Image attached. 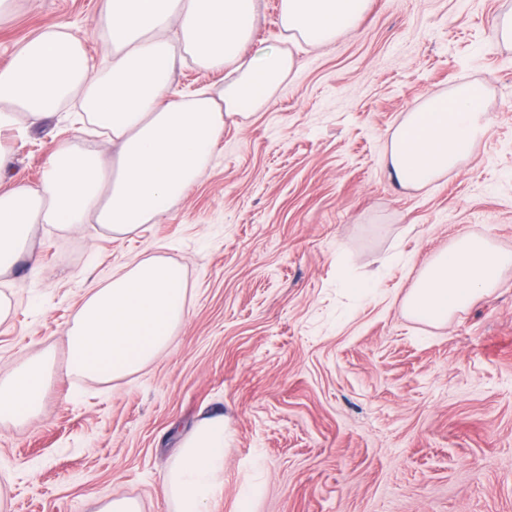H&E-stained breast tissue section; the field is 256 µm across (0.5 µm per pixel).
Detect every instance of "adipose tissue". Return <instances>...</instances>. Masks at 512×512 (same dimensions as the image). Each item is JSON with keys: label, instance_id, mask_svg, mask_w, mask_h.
<instances>
[{"label": "adipose tissue", "instance_id": "ef3b65f1", "mask_svg": "<svg viewBox=\"0 0 512 512\" xmlns=\"http://www.w3.org/2000/svg\"><path fill=\"white\" fill-rule=\"evenodd\" d=\"M369 0H280V25L292 42L334 40L362 19ZM258 0H99L95 23L109 62L95 69L83 41L60 23L22 43L0 68V133H21L71 98L88 121L109 131L112 156L61 143L43 180L9 178L0 155V277L29 249L34 228L75 230L95 219L128 235L161 218L202 177L226 121L260 110L290 75V50L255 39ZM227 72L214 95L172 89L178 58ZM486 123L482 92L466 85L434 95L407 112L390 137L389 176L421 188L469 156ZM512 253L487 239L458 236L421 271L404 298L412 318L443 325L495 288ZM181 268L160 257L125 267L83 299L67 333L69 373L114 380L138 372L170 344L187 316ZM51 367L44 353L0 379V421H24L42 410ZM224 417L204 414L179 437L161 474L175 512H209L224 489Z\"/></svg>", "mask_w": 512, "mask_h": 512}]
</instances>
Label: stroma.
<instances>
[{"mask_svg": "<svg viewBox=\"0 0 512 512\" xmlns=\"http://www.w3.org/2000/svg\"><path fill=\"white\" fill-rule=\"evenodd\" d=\"M98 0H16L0 66L69 24L92 64L107 45ZM512 0H370L327 44L291 47L296 67L259 111L227 124L202 179L130 235L96 222L38 225L0 291V375L52 356L42 415L0 424L9 512H94L100 492L173 512L160 474L179 432L223 414L224 492L210 512H512V267L447 325L403 299L457 236L512 251ZM480 86L488 120L472 154L420 189L389 178L404 113ZM65 113L4 140L11 175L40 183L75 138ZM179 265L188 314L143 370L68 374L66 331L83 295L121 267ZM375 279L358 302L337 270Z\"/></svg>", "mask_w": 512, "mask_h": 512, "instance_id": "obj_1", "label": "stroma"}]
</instances>
